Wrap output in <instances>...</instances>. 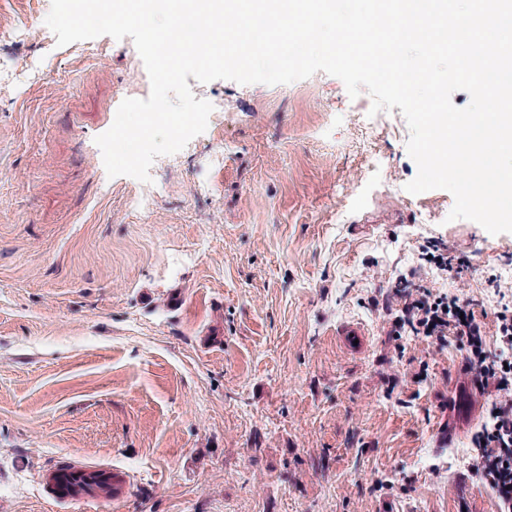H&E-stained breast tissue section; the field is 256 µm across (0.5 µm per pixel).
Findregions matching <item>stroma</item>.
Masks as SVG:
<instances>
[{
	"label": "stroma",
	"instance_id": "obj_1",
	"mask_svg": "<svg viewBox=\"0 0 512 512\" xmlns=\"http://www.w3.org/2000/svg\"><path fill=\"white\" fill-rule=\"evenodd\" d=\"M50 8L0 0V30L26 33L0 39V512H502L448 451L506 395L404 303L410 284L472 300L499 356L512 233L406 191L400 108L382 125L321 71L202 83L224 109L179 160L111 178L95 139L148 73L128 36L57 46ZM66 456L122 492L53 499Z\"/></svg>",
	"mask_w": 512,
	"mask_h": 512
}]
</instances>
